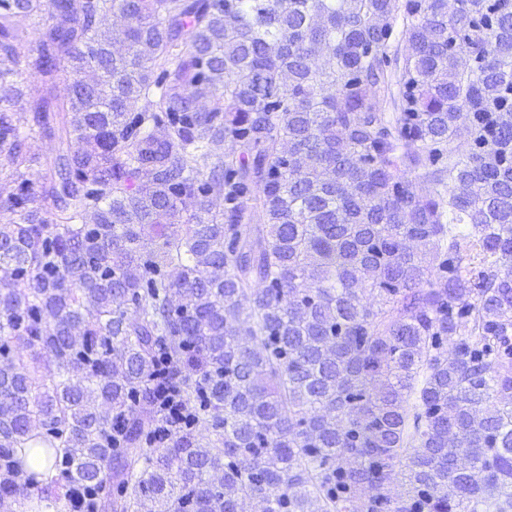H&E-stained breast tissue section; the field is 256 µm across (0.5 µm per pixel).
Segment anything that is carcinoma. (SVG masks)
I'll return each instance as SVG.
<instances>
[{"mask_svg":"<svg viewBox=\"0 0 512 512\" xmlns=\"http://www.w3.org/2000/svg\"><path fill=\"white\" fill-rule=\"evenodd\" d=\"M120 7L0 0V504L512 512V0Z\"/></svg>","mask_w":512,"mask_h":512,"instance_id":"obj_1","label":"carcinoma"}]
</instances>
